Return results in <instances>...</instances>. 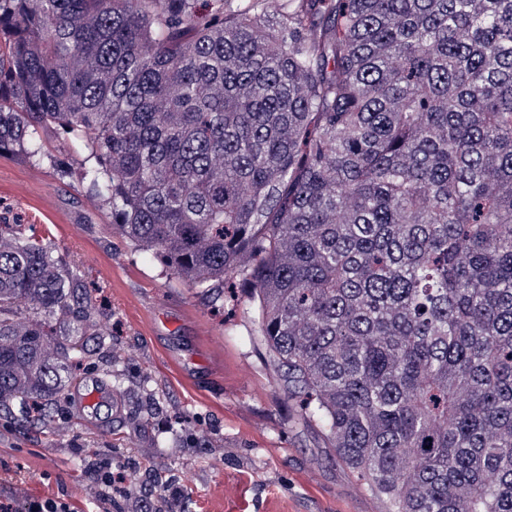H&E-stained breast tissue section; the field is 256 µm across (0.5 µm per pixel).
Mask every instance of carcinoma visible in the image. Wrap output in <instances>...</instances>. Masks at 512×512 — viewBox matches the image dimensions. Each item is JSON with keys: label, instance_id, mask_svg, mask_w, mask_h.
Wrapping results in <instances>:
<instances>
[{"label": "carcinoma", "instance_id": "obj_1", "mask_svg": "<svg viewBox=\"0 0 512 512\" xmlns=\"http://www.w3.org/2000/svg\"><path fill=\"white\" fill-rule=\"evenodd\" d=\"M191 2L0 0V149L66 130L118 233L242 275L387 512H512V0ZM78 288L0 224V410L48 423L52 336L105 344Z\"/></svg>", "mask_w": 512, "mask_h": 512}]
</instances>
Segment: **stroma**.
<instances>
[{"instance_id":"1","label":"stroma","mask_w":512,"mask_h":512,"mask_svg":"<svg viewBox=\"0 0 512 512\" xmlns=\"http://www.w3.org/2000/svg\"><path fill=\"white\" fill-rule=\"evenodd\" d=\"M41 156L0 152V220L22 222L84 280L104 347L71 354L52 417L0 412V503L62 498L76 512H385L337 464L258 340L248 284L185 281L112 228L82 174L88 153L41 132ZM53 216L35 222L37 211ZM105 403L86 408L87 390ZM112 477L111 489L100 483ZM177 488L180 498L166 497Z\"/></svg>"}]
</instances>
